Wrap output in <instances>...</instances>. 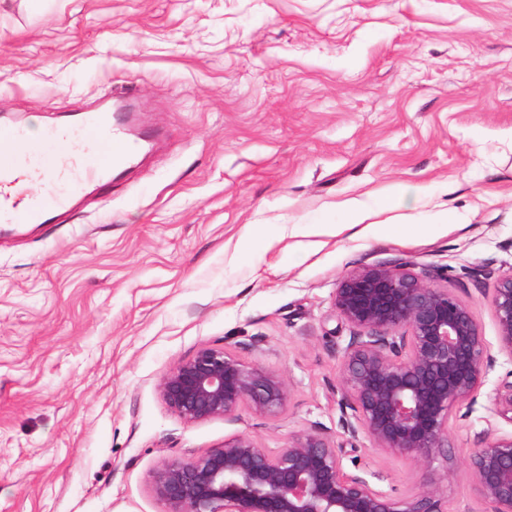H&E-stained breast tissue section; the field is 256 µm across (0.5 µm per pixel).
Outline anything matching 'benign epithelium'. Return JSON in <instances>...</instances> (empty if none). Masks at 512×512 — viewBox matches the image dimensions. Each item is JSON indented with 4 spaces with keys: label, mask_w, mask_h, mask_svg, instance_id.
I'll list each match as a JSON object with an SVG mask.
<instances>
[{
    "label": "benign epithelium",
    "mask_w": 512,
    "mask_h": 512,
    "mask_svg": "<svg viewBox=\"0 0 512 512\" xmlns=\"http://www.w3.org/2000/svg\"><path fill=\"white\" fill-rule=\"evenodd\" d=\"M415 263L372 264L341 277L333 309L350 328L342 364V428L375 448L410 457L426 472L448 446L449 422L475 403L495 358L472 308ZM500 353L512 359V272L488 289ZM167 406L187 422L239 415L277 419L290 386L276 370L243 361L227 346L201 348L158 385ZM496 413L512 422V372L493 389ZM475 492L485 512H512V434H485L471 449ZM164 512H444L425 479L397 500L346 471L342 447L317 432L268 451L247 434L151 476Z\"/></svg>",
    "instance_id": "1"
}]
</instances>
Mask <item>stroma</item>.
Masks as SVG:
<instances>
[{"label":"stroma","instance_id":"stroma-1","mask_svg":"<svg viewBox=\"0 0 512 512\" xmlns=\"http://www.w3.org/2000/svg\"><path fill=\"white\" fill-rule=\"evenodd\" d=\"M134 87L156 140L60 223L0 236V512H163L152 472L245 433L343 443L337 284L410 260L461 292L512 271V0H0V113L56 165L57 119ZM357 205L396 237L341 231ZM253 239H245L248 229ZM282 373L279 418L189 423L158 384L208 345ZM422 473L360 438L346 470L478 512L468 454L512 431L496 354ZM492 403L496 413L512 423V371L496 384L493 389Z\"/></svg>","mask_w":512,"mask_h":512}]
</instances>
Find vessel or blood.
<instances>
[{"label":"vessel or blood","mask_w":512,"mask_h":512,"mask_svg":"<svg viewBox=\"0 0 512 512\" xmlns=\"http://www.w3.org/2000/svg\"><path fill=\"white\" fill-rule=\"evenodd\" d=\"M52 139L63 160L45 169L34 162L39 143L21 126L0 122L1 224L51 223L55 215L70 212L82 192L111 183L113 172L139 145L129 123L103 106L57 128ZM41 182L58 185V192L48 199L30 195L28 185Z\"/></svg>","instance_id":"1"}]
</instances>
